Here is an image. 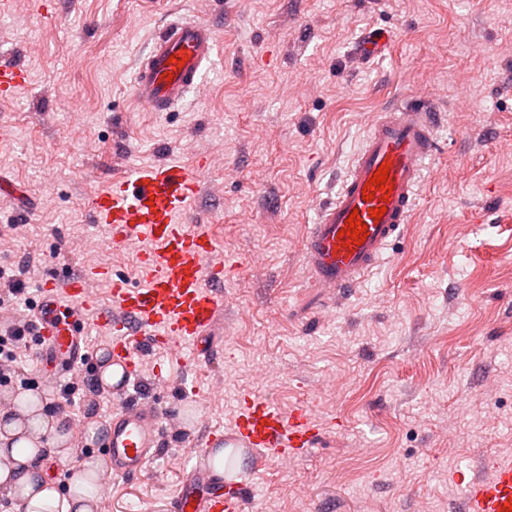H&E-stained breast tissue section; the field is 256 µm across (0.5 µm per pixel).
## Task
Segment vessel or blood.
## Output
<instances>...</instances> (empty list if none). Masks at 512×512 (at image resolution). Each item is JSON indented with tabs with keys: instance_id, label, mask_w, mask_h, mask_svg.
Returning <instances> with one entry per match:
<instances>
[{
	"instance_id": "obj_1",
	"label": "vessel or blood",
	"mask_w": 512,
	"mask_h": 512,
	"mask_svg": "<svg viewBox=\"0 0 512 512\" xmlns=\"http://www.w3.org/2000/svg\"><path fill=\"white\" fill-rule=\"evenodd\" d=\"M392 39L389 28L368 30L354 46L356 63L383 59ZM215 47V34L207 23L166 24L139 63L133 84L138 104L151 112L174 111L201 83ZM26 79L20 63L0 61V100L11 99ZM443 123V113L425 100L377 113L305 238L302 259L315 285L342 293L379 266L403 225L411 221L417 191L434 154L435 132ZM384 163L389 166L390 193L378 190L372 200H365V184ZM199 194L198 178L180 162L129 168L97 192L90 205L94 223L108 230L112 248L142 244L139 281L133 284L111 270L93 268L75 278L52 275L40 286L35 314L38 343L50 362H87L83 338L91 325L111 335L112 395L118 404L112 414L108 460L116 477L139 476L163 439L156 404L130 395L142 371L141 338L161 349L195 346L224 311V265L210 260L215 240L205 227L186 221ZM380 207L384 215L372 219V209ZM353 214L367 227L358 246L345 245L339 234ZM97 279L109 286L111 308H101L88 286ZM321 441L308 406L286 410L252 394L238 398L234 421L224 431L225 447L250 449L259 470L276 458L311 454ZM207 453L204 445L197 450L193 469L198 481L175 495L176 512H244L250 479L223 486L213 483L204 464ZM461 492L462 512H503L505 505H512V461L495 463L490 476L462 480Z\"/></svg>"
}]
</instances>
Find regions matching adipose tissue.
<instances>
[{
    "label": "adipose tissue",
    "instance_id": "ef3b65f1",
    "mask_svg": "<svg viewBox=\"0 0 512 512\" xmlns=\"http://www.w3.org/2000/svg\"><path fill=\"white\" fill-rule=\"evenodd\" d=\"M38 393L0 407V489L22 503L24 512H97L94 480L103 462L93 458L73 469L68 494H61L35 459L45 447L66 458L69 433L62 420L33 412Z\"/></svg>",
    "mask_w": 512,
    "mask_h": 512
}]
</instances>
